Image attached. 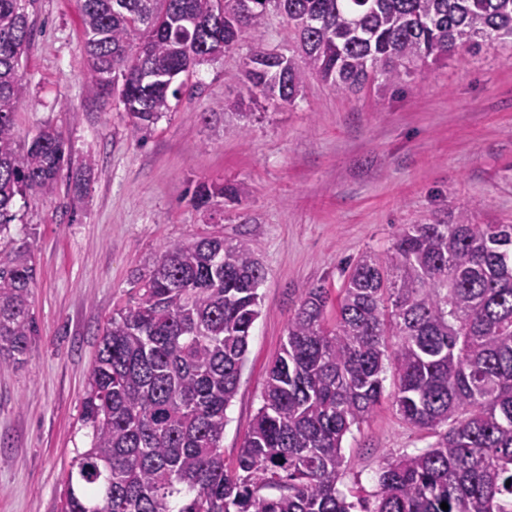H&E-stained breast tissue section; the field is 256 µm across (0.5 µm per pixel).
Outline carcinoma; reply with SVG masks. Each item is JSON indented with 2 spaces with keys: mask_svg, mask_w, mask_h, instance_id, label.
<instances>
[{
  "mask_svg": "<svg viewBox=\"0 0 512 512\" xmlns=\"http://www.w3.org/2000/svg\"><path fill=\"white\" fill-rule=\"evenodd\" d=\"M270 6L294 28L298 56L256 42L242 77L251 95L288 104L310 74L353 92L478 38L512 48V0H81L88 83L147 128L181 76L261 27ZM31 36L25 0H0V239L16 197L54 191L70 166L50 127L22 149L15 139ZM226 192L201 184L192 200L205 208ZM36 275L28 248L0 251L1 364L29 349ZM264 278L251 244L219 234L167 245L134 273L89 373L90 443L67 472L61 512H509L512 224L405 225L389 251L355 260L333 324L327 291L304 289L229 470L226 410ZM389 369L396 412L435 441L388 461L374 501L349 502L337 488L343 437L380 403Z\"/></svg>",
  "mask_w": 512,
  "mask_h": 512,
  "instance_id": "obj_1",
  "label": "carcinoma"
}]
</instances>
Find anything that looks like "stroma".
I'll return each instance as SVG.
<instances>
[{"label": "stroma", "mask_w": 512, "mask_h": 512, "mask_svg": "<svg viewBox=\"0 0 512 512\" xmlns=\"http://www.w3.org/2000/svg\"><path fill=\"white\" fill-rule=\"evenodd\" d=\"M35 37L23 58L26 100L16 133L44 126L72 159L50 194L17 198L15 243L37 268V332L24 364H0V512H58L61 480L88 437L82 398L107 318L134 270L164 246L213 232L250 241L265 269L261 314L226 412L224 463L235 467L303 289L330 296L366 250L391 248L406 224L467 210L478 224H512V51L481 41L399 80L339 93L308 76L292 104L250 102L239 78L250 46H294L286 18L268 12L232 49L186 76L195 95L138 131L118 99L85 78L80 0H34ZM243 100L242 115L225 102ZM231 185L237 200H191L197 184ZM380 405L342 442L341 489L376 491L392 457L433 441Z\"/></svg>", "instance_id": "stroma-1"}]
</instances>
